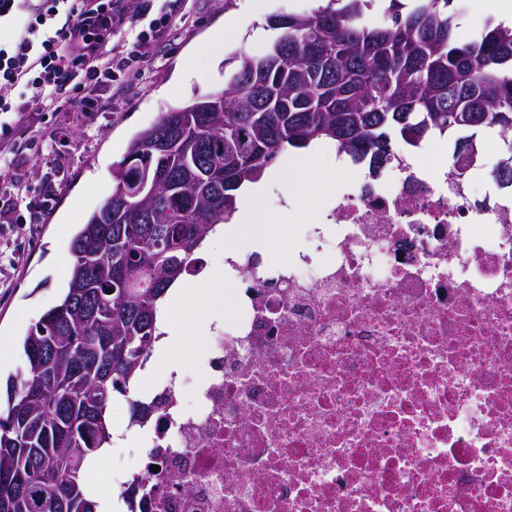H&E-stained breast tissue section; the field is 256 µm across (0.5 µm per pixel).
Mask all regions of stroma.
I'll return each mask as SVG.
<instances>
[{
  "mask_svg": "<svg viewBox=\"0 0 512 512\" xmlns=\"http://www.w3.org/2000/svg\"><path fill=\"white\" fill-rule=\"evenodd\" d=\"M323 3L268 0L267 16L256 18L248 13L246 0H190L187 17L176 21L155 59L130 78L123 93L106 98L94 124H86L77 112L34 116L16 165L26 178L29 196L40 195L49 178L56 181L55 196L47 213L33 218L23 206L21 223H0V371L17 367L19 336L59 301L70 274L69 247L77 226L111 194L112 166L123 157L132 136L162 112L223 89L228 56L259 49L256 31H263L266 40L275 38L267 26L268 15L309 12ZM231 19L236 28L224 55L199 57L198 48ZM53 130L64 135L66 165L58 174L34 153ZM141 454L136 446L116 445L110 453L98 455L93 480L101 492L114 490L109 472L135 470Z\"/></svg>",
  "mask_w": 512,
  "mask_h": 512,
  "instance_id": "35a3bbf8",
  "label": "stroma"
}]
</instances>
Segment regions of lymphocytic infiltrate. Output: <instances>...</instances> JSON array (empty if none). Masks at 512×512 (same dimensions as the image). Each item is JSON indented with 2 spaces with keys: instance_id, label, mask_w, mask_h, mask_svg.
Returning <instances> with one entry per match:
<instances>
[{
  "instance_id": "f902f5d3",
  "label": "lymphocytic infiltrate",
  "mask_w": 512,
  "mask_h": 512,
  "mask_svg": "<svg viewBox=\"0 0 512 512\" xmlns=\"http://www.w3.org/2000/svg\"><path fill=\"white\" fill-rule=\"evenodd\" d=\"M173 0H0V180L15 168L16 129L33 112L82 113L120 93L175 22Z\"/></svg>"
}]
</instances>
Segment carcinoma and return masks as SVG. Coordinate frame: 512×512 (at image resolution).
<instances>
[{
  "mask_svg": "<svg viewBox=\"0 0 512 512\" xmlns=\"http://www.w3.org/2000/svg\"><path fill=\"white\" fill-rule=\"evenodd\" d=\"M327 0L269 19L280 34L237 52L224 89L162 113L112 165V193L69 247L60 301L21 339L22 364L0 380V512H98L86 485L112 446V401L129 397L160 337L170 288L240 191L291 148L319 141L374 173L406 168L395 135L512 131V25L489 19L461 42L462 0ZM155 185L152 193L141 190Z\"/></svg>",
  "mask_w": 512,
  "mask_h": 512,
  "instance_id": "obj_1",
  "label": "carcinoma"
}]
</instances>
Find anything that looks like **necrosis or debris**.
<instances>
[{
    "mask_svg": "<svg viewBox=\"0 0 512 512\" xmlns=\"http://www.w3.org/2000/svg\"><path fill=\"white\" fill-rule=\"evenodd\" d=\"M360 175L142 399L135 512H512V188Z\"/></svg>",
    "mask_w": 512,
    "mask_h": 512,
    "instance_id": "necrosis-or-debris-1",
    "label": "necrosis or debris"
}]
</instances>
